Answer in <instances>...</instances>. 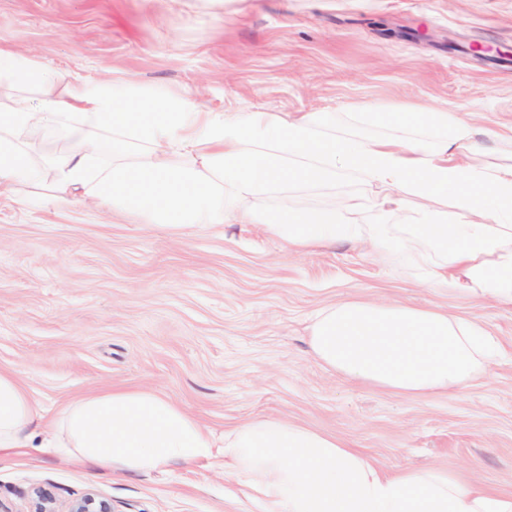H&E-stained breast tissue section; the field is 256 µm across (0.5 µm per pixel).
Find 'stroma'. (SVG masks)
I'll return each instance as SVG.
<instances>
[{
  "mask_svg": "<svg viewBox=\"0 0 512 512\" xmlns=\"http://www.w3.org/2000/svg\"><path fill=\"white\" fill-rule=\"evenodd\" d=\"M0 48L66 77L117 78L136 94L192 89L205 110L294 118L361 110L455 112L512 124V0H0ZM22 184L0 200V369L53 417L114 386L148 387L224 429L288 420L336 435L387 468L439 466L512 492V360L455 399L355 385L309 353L312 313L358 297L474 317L512 347V309L432 287L400 263L341 241L291 254L257 224L182 233L56 205ZM377 193L337 175L290 205L344 221ZM65 506L94 493L114 512H261L222 459L149 475L58 460L0 458V504L29 512L35 488Z\"/></svg>",
  "mask_w": 512,
  "mask_h": 512,
  "instance_id": "1",
  "label": "stroma"
}]
</instances>
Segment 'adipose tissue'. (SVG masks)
Listing matches in <instances>:
<instances>
[{"label":"adipose tissue","instance_id":"1","mask_svg":"<svg viewBox=\"0 0 512 512\" xmlns=\"http://www.w3.org/2000/svg\"><path fill=\"white\" fill-rule=\"evenodd\" d=\"M19 95L0 113V196L50 168L51 201L98 200L142 224L194 229L259 224L291 253L347 240L379 263L458 284L475 302L512 309V125L488 130L504 150L492 162L474 147V126L455 112H362L371 125L426 128L424 136L345 138L332 112L284 120L270 112L197 107L191 92L142 97L123 82L64 78L30 56L0 48V85ZM64 126L67 151L36 165L35 129ZM360 173L381 205L413 202V223H338L271 198L293 186ZM448 203L447 210L434 206ZM312 356L347 381L399 396L455 397L506 356L475 319L407 301L352 299L317 311L307 327ZM41 407L15 372L0 370V457L20 448L101 470L162 471L222 456L263 512H512V494L442 468L388 471L349 442L290 421L207 431L157 391L115 387L67 405L44 438Z\"/></svg>","mask_w":512,"mask_h":512}]
</instances>
